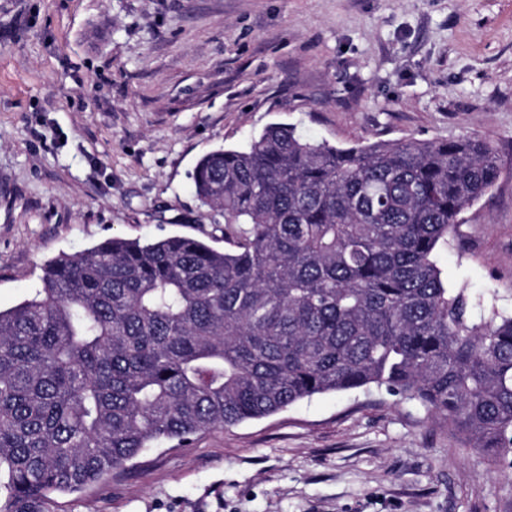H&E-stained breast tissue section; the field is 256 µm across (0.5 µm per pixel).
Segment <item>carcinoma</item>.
Listing matches in <instances>:
<instances>
[{
	"label": "carcinoma",
	"instance_id": "obj_1",
	"mask_svg": "<svg viewBox=\"0 0 512 512\" xmlns=\"http://www.w3.org/2000/svg\"><path fill=\"white\" fill-rule=\"evenodd\" d=\"M500 173L485 138L338 147L282 123L206 154L191 178L229 247L113 236L0 310V512L372 385L512 469V316L434 260Z\"/></svg>",
	"mask_w": 512,
	"mask_h": 512
}]
</instances>
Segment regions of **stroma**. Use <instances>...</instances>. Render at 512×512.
Segmentation results:
<instances>
[{
	"instance_id": "35a3bbf8",
	"label": "stroma",
	"mask_w": 512,
	"mask_h": 512,
	"mask_svg": "<svg viewBox=\"0 0 512 512\" xmlns=\"http://www.w3.org/2000/svg\"><path fill=\"white\" fill-rule=\"evenodd\" d=\"M272 123L492 141L502 175L436 260L512 314V0H0V309L114 235L223 247L191 174ZM45 509L512 512V478L370 387L160 442Z\"/></svg>"
}]
</instances>
